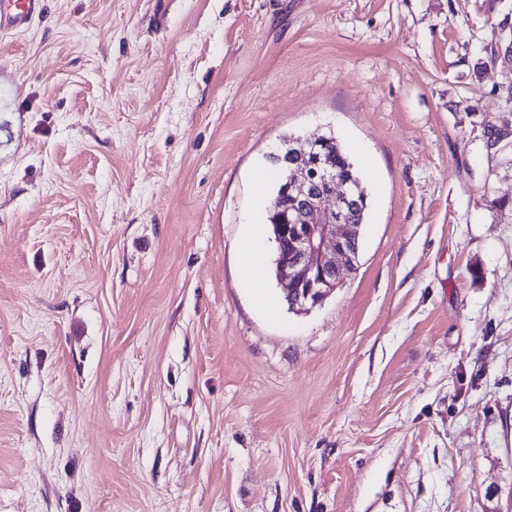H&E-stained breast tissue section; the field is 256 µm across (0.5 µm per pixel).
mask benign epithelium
I'll list each match as a JSON object with an SVG mask.
<instances>
[{"label":"benign epithelium","mask_w":512,"mask_h":512,"mask_svg":"<svg viewBox=\"0 0 512 512\" xmlns=\"http://www.w3.org/2000/svg\"><path fill=\"white\" fill-rule=\"evenodd\" d=\"M356 198L336 168L317 163L312 173L287 169L273 209L283 223L275 225L279 256L276 278L287 286V297L300 309L322 302L340 284L358 249L359 225L351 221Z\"/></svg>","instance_id":"obj_1"}]
</instances>
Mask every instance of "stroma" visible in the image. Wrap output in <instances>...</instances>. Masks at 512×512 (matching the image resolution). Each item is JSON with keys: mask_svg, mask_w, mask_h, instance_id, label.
<instances>
[{"mask_svg": "<svg viewBox=\"0 0 512 512\" xmlns=\"http://www.w3.org/2000/svg\"><path fill=\"white\" fill-rule=\"evenodd\" d=\"M512 0H46L0 40V512H512ZM368 191L321 305L239 240L283 138ZM263 223L255 222L253 229L246 234L240 244V265L243 276L249 288H252L256 297L260 300L266 296L263 280V251L259 246V233L256 228Z\"/></svg>", "mask_w": 512, "mask_h": 512, "instance_id": "obj_1", "label": "stroma"}]
</instances>
